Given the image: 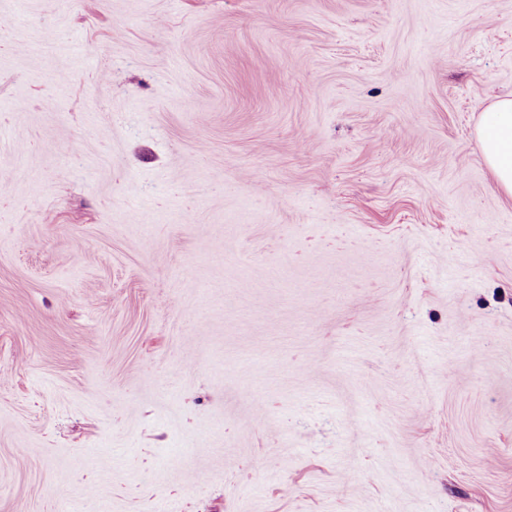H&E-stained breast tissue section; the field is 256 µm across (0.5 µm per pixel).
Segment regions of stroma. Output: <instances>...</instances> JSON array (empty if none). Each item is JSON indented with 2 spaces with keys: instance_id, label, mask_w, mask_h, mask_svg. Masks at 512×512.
<instances>
[{
  "instance_id": "stroma-1",
  "label": "stroma",
  "mask_w": 512,
  "mask_h": 512,
  "mask_svg": "<svg viewBox=\"0 0 512 512\" xmlns=\"http://www.w3.org/2000/svg\"><path fill=\"white\" fill-rule=\"evenodd\" d=\"M512 0H0V512H512ZM476 134L487 167L512 198V96L497 99L483 112Z\"/></svg>"
}]
</instances>
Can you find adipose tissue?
Segmentation results:
<instances>
[{
  "label": "adipose tissue",
  "instance_id": "adipose-tissue-1",
  "mask_svg": "<svg viewBox=\"0 0 512 512\" xmlns=\"http://www.w3.org/2000/svg\"><path fill=\"white\" fill-rule=\"evenodd\" d=\"M476 134L487 167L512 197V96L497 99L483 112Z\"/></svg>",
  "mask_w": 512,
  "mask_h": 512
}]
</instances>
